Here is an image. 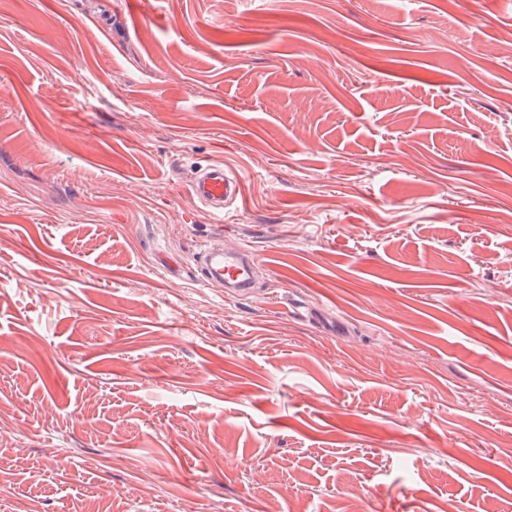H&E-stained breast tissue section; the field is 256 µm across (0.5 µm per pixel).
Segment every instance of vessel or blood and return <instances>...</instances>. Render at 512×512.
Listing matches in <instances>:
<instances>
[{
    "mask_svg": "<svg viewBox=\"0 0 512 512\" xmlns=\"http://www.w3.org/2000/svg\"><path fill=\"white\" fill-rule=\"evenodd\" d=\"M192 190L217 222L234 217L241 197L237 175L228 173L220 165L202 167L193 176ZM194 259L200 271V284H219L243 293L250 291L253 266L258 258L248 246L228 244L223 238L214 237L198 247Z\"/></svg>",
    "mask_w": 512,
    "mask_h": 512,
    "instance_id": "b4317fda",
    "label": "vessel or blood"
}]
</instances>
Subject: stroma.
I'll list each match as a JSON object with an SVG mask.
<instances>
[{"instance_id": "35a3bbf8", "label": "stroma", "mask_w": 512, "mask_h": 512, "mask_svg": "<svg viewBox=\"0 0 512 512\" xmlns=\"http://www.w3.org/2000/svg\"><path fill=\"white\" fill-rule=\"evenodd\" d=\"M449 501L512 512V0H0V512ZM191 186L199 203L218 223L234 217L242 193L237 175L228 173L224 166L209 165L194 173ZM200 284L223 285L247 293L251 290L253 265L258 261L251 249L242 243L224 244L223 237L209 238L194 254Z\"/></svg>"}]
</instances>
